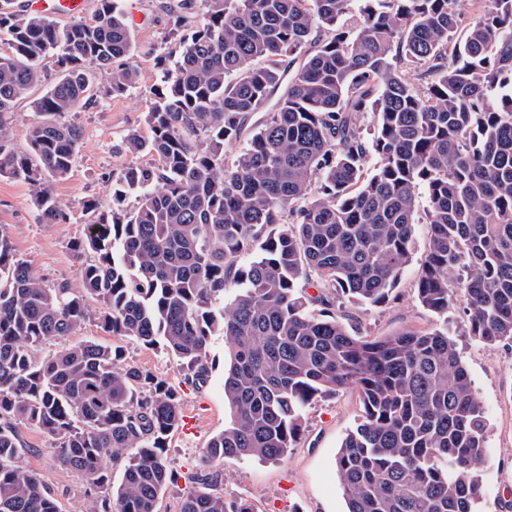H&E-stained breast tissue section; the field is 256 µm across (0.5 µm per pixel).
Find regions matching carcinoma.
<instances>
[{"mask_svg":"<svg viewBox=\"0 0 512 512\" xmlns=\"http://www.w3.org/2000/svg\"><path fill=\"white\" fill-rule=\"evenodd\" d=\"M96 2L90 20L61 26L0 0V175L33 186L47 224L65 219L51 183L74 165L81 130L64 117L95 103L91 70L114 95L139 79L123 13ZM201 2L199 15L178 0L179 56L153 89L148 135L125 137L154 164L112 182L114 207L79 242L97 255L82 287L46 285L0 235V512H60L19 463L20 423L83 477L90 512H157L175 480L164 448L181 423L177 390L94 340L35 355L92 302L104 332L163 348L195 384L224 335L230 422L186 476L198 490L179 512H254L224 498L218 464L285 459L305 409L340 390L362 404L336 456L347 512H476L487 418L455 342L416 328L356 336L336 303L388 300L424 197L417 301L445 315L460 293L468 335L512 342V0H481L466 25L458 0ZM47 58L56 77L33 101L44 120L29 153L7 150L3 117ZM240 139L226 164L224 144ZM106 458L123 463L116 488Z\"/></svg>","mask_w":512,"mask_h":512,"instance_id":"cac0c4a2","label":"carcinoma"}]
</instances>
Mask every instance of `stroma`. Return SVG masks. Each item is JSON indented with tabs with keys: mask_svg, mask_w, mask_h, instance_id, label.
Returning a JSON list of instances; mask_svg holds the SVG:
<instances>
[{
	"mask_svg": "<svg viewBox=\"0 0 512 512\" xmlns=\"http://www.w3.org/2000/svg\"><path fill=\"white\" fill-rule=\"evenodd\" d=\"M119 3L124 14L136 12L143 18L141 24L129 27L140 82L127 93L112 96L107 92V77L97 75L96 104L67 114V121L80 127L82 139L71 172L51 185L65 220L41 223L30 184L6 174L0 176V233L8 237L16 257L52 287L65 283L80 288L81 271L94 258L92 252L77 246L94 218L89 202L97 203V211L108 210L112 205V181L118 172L132 162L149 163L148 155L126 152L123 139L130 131H145V115L151 91L163 72L162 62L177 48L171 32L172 0ZM44 91V85L32 87L4 117L9 132L7 144L17 153H28L27 131L43 119L33 102ZM429 237V224H416L413 260L389 301L363 308L349 305L345 311L352 329L363 336H386L408 327L447 328L486 410L489 450L480 466L485 496L477 506L478 512H512V343L486 345L468 336L463 297H455L444 317L419 304L416 280ZM86 339L123 347L127 364L180 389L181 415L194 419L195 428L172 435L166 458L179 472L196 466L209 439L230 420L224 400V364L228 359L224 337L211 338L212 369L207 382L200 385L186 383L182 370L164 351L105 333L96 303L90 304L85 323L66 341L75 344ZM360 415L355 393L343 391L316 399L304 414L299 442L283 461L231 458L220 463L225 496L249 499L255 512H346L335 460ZM19 431L27 446L21 464L40 474L55 492L62 512H87L83 478L59 465L50 450V439L37 428L23 425Z\"/></svg>",
	"mask_w": 512,
	"mask_h": 512,
	"instance_id": "35a3bbf8",
	"label": "stroma"
}]
</instances>
